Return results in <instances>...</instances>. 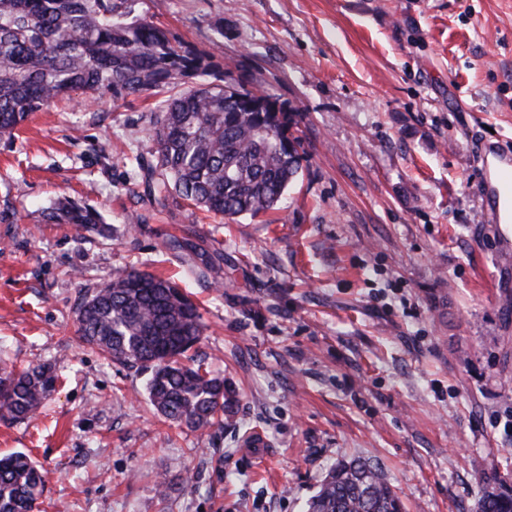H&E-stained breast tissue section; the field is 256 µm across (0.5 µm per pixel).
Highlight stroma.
<instances>
[{
  "mask_svg": "<svg viewBox=\"0 0 512 512\" xmlns=\"http://www.w3.org/2000/svg\"><path fill=\"white\" fill-rule=\"evenodd\" d=\"M122 10L292 111L301 169L285 209L227 221L149 195L157 97L52 103L0 140V360L59 375L0 421V454L46 473L36 512H303L352 457L406 512H476L494 473L512 490V224L476 192L481 144L512 148V0ZM60 199L107 232L45 222ZM130 269L198 304L231 426L165 421L145 373L82 342V294Z\"/></svg>",
  "mask_w": 512,
  "mask_h": 512,
  "instance_id": "obj_1",
  "label": "stroma"
}]
</instances>
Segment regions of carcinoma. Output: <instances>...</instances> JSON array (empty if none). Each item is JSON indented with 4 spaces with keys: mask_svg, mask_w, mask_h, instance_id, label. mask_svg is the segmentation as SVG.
Wrapping results in <instances>:
<instances>
[{
    "mask_svg": "<svg viewBox=\"0 0 512 512\" xmlns=\"http://www.w3.org/2000/svg\"><path fill=\"white\" fill-rule=\"evenodd\" d=\"M117 0H0V139L61 98L94 103L107 93L160 94L213 72L210 57L178 49L166 31L122 19ZM293 114L248 112L222 84L163 101L152 128L157 163L149 191L174 195L222 218L256 217L278 208L300 170ZM77 235L100 231L92 208L58 202L45 214ZM83 341L103 358L148 369V398L171 422L194 431L232 421L235 390L202 366L182 362L203 335L200 315L171 281L123 271L87 290L75 309ZM59 375L44 364L0 367V419L35 415ZM43 476L23 454L0 457V512H33ZM376 463L341 459L307 501L305 512H403ZM478 512H512V493L486 490Z\"/></svg>",
    "mask_w": 512,
    "mask_h": 512,
    "instance_id": "carcinoma-1",
    "label": "carcinoma"
}]
</instances>
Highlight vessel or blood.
Returning <instances> with one entry per match:
<instances>
[{"mask_svg": "<svg viewBox=\"0 0 512 512\" xmlns=\"http://www.w3.org/2000/svg\"><path fill=\"white\" fill-rule=\"evenodd\" d=\"M482 157L494 160L485 170L478 186V198L489 223L505 224L512 220V151L487 147Z\"/></svg>", "mask_w": 512, "mask_h": 512, "instance_id": "b4317fda", "label": "vessel or blood"}]
</instances>
